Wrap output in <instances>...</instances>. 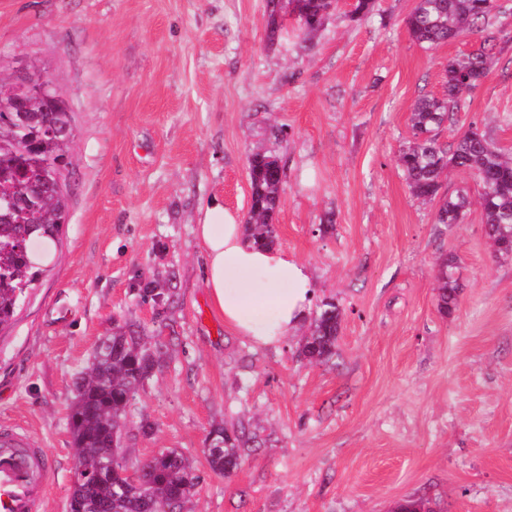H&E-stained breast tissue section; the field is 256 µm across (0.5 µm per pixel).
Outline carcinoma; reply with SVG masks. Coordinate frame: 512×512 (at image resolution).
<instances>
[{
	"label": "carcinoma",
	"mask_w": 512,
	"mask_h": 512,
	"mask_svg": "<svg viewBox=\"0 0 512 512\" xmlns=\"http://www.w3.org/2000/svg\"><path fill=\"white\" fill-rule=\"evenodd\" d=\"M326 0H301L296 24L304 33L321 27L330 16ZM270 39L282 24L280 0H267ZM410 37L427 49L448 43V38L475 33L479 49L443 64L446 93L419 98L411 113L412 141L398 156L407 185L416 198L437 202V224H461L470 200L467 194L442 191V175L452 166L471 174L478 186V203L487 234L497 251L508 254L512 245V158L504 157L487 132L472 125L452 143L439 142L446 123L466 106V88H475L491 73L493 57L504 52L505 34L495 16V0H414L405 19ZM27 122L20 121L18 104L0 85V201H20L11 219L0 220V326L12 321L26 293L43 273L31 258L30 246L47 238L57 241L67 215L66 194L57 189V172L68 156L71 140L57 134L71 125L68 112H46L44 103L32 100ZM251 189L248 237L259 246H274L278 235L273 217L280 205L283 170L275 155L255 154L248 167ZM454 260L438 266V306L452 310L459 284ZM341 310L325 300L313 318L300 356L321 362L335 355ZM146 343L122 327L105 337L100 350L82 373L70 406L69 427L73 456L82 466L74 478L66 512H97V502L107 512H151L165 504L180 508L193 496L199 476L188 458L176 450H165L142 464L146 481L125 489L119 478L107 480L112 464L122 465L121 455L112 453L111 442L124 439L130 402L151 376L144 354ZM208 437L216 446L206 449L212 470L224 474L237 468L252 438L245 431L224 424L211 427ZM397 512H437L431 502L407 499Z\"/></svg>",
	"instance_id": "obj_1"
}]
</instances>
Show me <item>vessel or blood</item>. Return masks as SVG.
Returning <instances> with one entry per match:
<instances>
[{
	"mask_svg": "<svg viewBox=\"0 0 512 512\" xmlns=\"http://www.w3.org/2000/svg\"><path fill=\"white\" fill-rule=\"evenodd\" d=\"M52 478L41 449L13 428L0 427V512H39Z\"/></svg>",
	"mask_w": 512,
	"mask_h": 512,
	"instance_id": "b4317fda",
	"label": "vessel or blood"
}]
</instances>
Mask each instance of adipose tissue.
Masks as SVG:
<instances>
[{
  "mask_svg": "<svg viewBox=\"0 0 512 512\" xmlns=\"http://www.w3.org/2000/svg\"><path fill=\"white\" fill-rule=\"evenodd\" d=\"M195 233L209 298L226 327L260 347L280 344L299 327L314 296L307 265L282 249L255 246L220 204L204 209Z\"/></svg>",
  "mask_w": 512,
  "mask_h": 512,
  "instance_id": "1",
  "label": "adipose tissue"
}]
</instances>
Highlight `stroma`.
I'll return each mask as SVG.
<instances>
[{
    "label": "stroma",
    "mask_w": 512,
    "mask_h": 512,
    "mask_svg": "<svg viewBox=\"0 0 512 512\" xmlns=\"http://www.w3.org/2000/svg\"><path fill=\"white\" fill-rule=\"evenodd\" d=\"M413 4L374 0L357 21L342 6L273 39L265 0H0V80L37 66L74 127L60 241L0 328V425L58 462L42 512H66L74 382L118 326L161 356L128 409L126 465L188 456L184 512H393L422 496L512 512V256L478 203L436 223L398 166L416 100L441 95L444 62L479 38L422 48ZM467 103L441 143L474 123L512 155V46ZM256 153L285 173L279 247L341 310L330 360L299 358L308 324L259 348L210 304L194 226L214 202L246 221ZM446 257L460 288L444 314ZM221 422L260 442L227 476L205 453Z\"/></svg>",
    "instance_id": "stroma-1"
}]
</instances>
